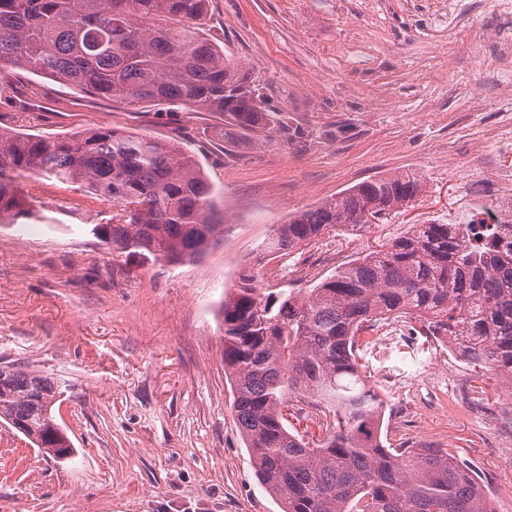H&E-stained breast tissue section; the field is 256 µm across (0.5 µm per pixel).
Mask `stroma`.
I'll use <instances>...</instances> for the list:
<instances>
[{"instance_id":"stroma-1","label":"stroma","mask_w":512,"mask_h":512,"mask_svg":"<svg viewBox=\"0 0 512 512\" xmlns=\"http://www.w3.org/2000/svg\"><path fill=\"white\" fill-rule=\"evenodd\" d=\"M210 0L208 27L286 112L288 133L226 149L212 112L136 109L16 70L0 125L69 136L92 127L174 139L198 157L224 236L176 266L94 246L97 205L74 186L20 178L36 221L0 227V363L65 387L57 419L76 452L59 463L0 424V512H282L257 480L224 376L220 303L240 272L262 287H311L357 253L447 223L470 181L512 169L499 134L512 68L484 73L497 0ZM456 178H449V171ZM423 175L409 206L304 250L268 255L278 224L356 183ZM390 448L431 443L469 461L512 512V395L452 353L374 363Z\"/></svg>"}]
</instances>
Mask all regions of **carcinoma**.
<instances>
[{"instance_id": "cac0c4a2", "label": "carcinoma", "mask_w": 512, "mask_h": 512, "mask_svg": "<svg viewBox=\"0 0 512 512\" xmlns=\"http://www.w3.org/2000/svg\"><path fill=\"white\" fill-rule=\"evenodd\" d=\"M209 0H0V70L22 68L130 106L224 117V139L259 142L288 116L265 108L239 62L206 37ZM76 185L112 215L98 245L144 264L199 258L224 233L212 186L179 143L115 128L73 137L0 131V227L36 216L18 178ZM408 171L350 186L295 213L267 244L290 255L358 226L367 205H409ZM224 376L255 475L283 512H494L471 465L446 448H387L386 401L369 384L374 333L402 318L420 347L442 342L512 390V261L471 247L458 224H414L302 296L265 292L242 274L224 292ZM309 395L325 420L310 443L289 424L288 397ZM61 391L36 371L0 366V422L40 452L74 448L56 422Z\"/></svg>"}]
</instances>
